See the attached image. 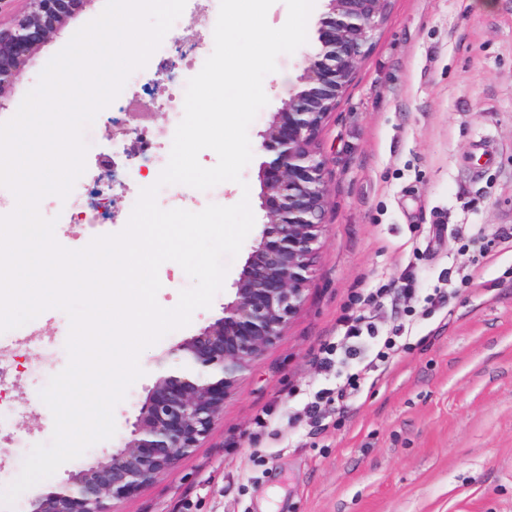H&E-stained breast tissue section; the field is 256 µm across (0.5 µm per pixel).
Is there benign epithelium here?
Here are the masks:
<instances>
[{
	"label": "benign epithelium",
	"instance_id": "7a95c632",
	"mask_svg": "<svg viewBox=\"0 0 512 512\" xmlns=\"http://www.w3.org/2000/svg\"><path fill=\"white\" fill-rule=\"evenodd\" d=\"M0 27V106L32 55L90 0H21ZM389 0H328L308 59L288 102L273 113L262 148L263 225L223 315L158 360L130 438L111 455L47 488L29 512H117L157 476L174 470L210 429L250 363L281 336L301 309L327 208L320 130L369 51Z\"/></svg>",
	"mask_w": 512,
	"mask_h": 512
}]
</instances>
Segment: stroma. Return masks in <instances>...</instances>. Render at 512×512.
<instances>
[{
	"label": "stroma",
	"mask_w": 512,
	"mask_h": 512,
	"mask_svg": "<svg viewBox=\"0 0 512 512\" xmlns=\"http://www.w3.org/2000/svg\"><path fill=\"white\" fill-rule=\"evenodd\" d=\"M390 0L372 49L359 60L318 146L326 161L328 206L321 249L301 310L284 334L252 361L224 397L222 416L175 470L142 487L119 512H512V0ZM105 0L86 7L31 58L0 106L9 120L48 61L74 32L96 18ZM326 0H315L307 42L279 55L265 76L268 103L248 129L253 157L242 172L255 218L230 262L223 289L189 325L140 355L143 370L116 405L115 435L90 447L76 464L111 455L158 375L157 360L223 314L255 237L267 220L259 171L270 156L262 133L280 111L309 56L318 52ZM216 14L184 9L147 65L85 131L86 169L74 195L45 197L40 212L62 218L86 206V189L116 173L101 224L77 238L121 231L140 191L156 184L161 166L142 161L141 134L171 143L177 124L163 102L171 83L187 84L181 53L214 49ZM223 183L201 191L161 187L160 208L184 202L198 212L230 206ZM488 261H481L479 247ZM412 273L420 300L353 303ZM447 287V306L422 298ZM369 317L372 349L397 324L409 347L380 381L362 386L341 414L322 424L299 418L310 392L344 383L358 361L344 357L327 373L317 356L339 334L345 307ZM70 322L48 309L0 334L15 352L0 371V490L20 474L32 447L49 442L53 415L39 393L68 364ZM269 424L255 431L256 415Z\"/></svg>",
	"instance_id": "1"
}]
</instances>
